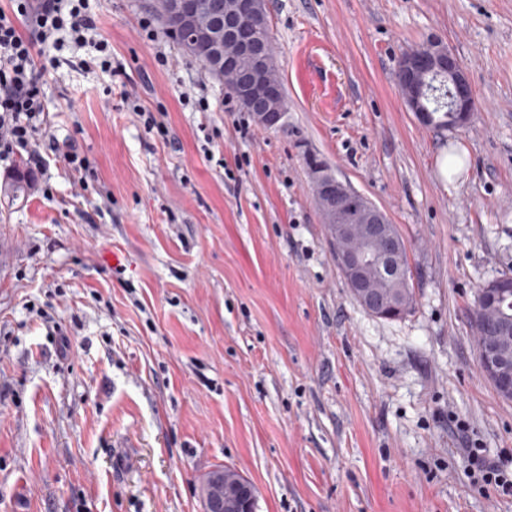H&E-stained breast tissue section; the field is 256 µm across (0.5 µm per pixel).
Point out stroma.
Instances as JSON below:
<instances>
[{
  "instance_id": "obj_1",
  "label": "stroma",
  "mask_w": 512,
  "mask_h": 512,
  "mask_svg": "<svg viewBox=\"0 0 512 512\" xmlns=\"http://www.w3.org/2000/svg\"><path fill=\"white\" fill-rule=\"evenodd\" d=\"M150 3L90 0L113 71L67 46L45 78L48 131L94 167L82 197L39 141L30 197L0 198V512H203L217 466L257 512H512L469 487L448 425L512 451L470 324L478 286L512 275V0H266L287 110L245 133ZM432 39L472 87L466 127L422 125L398 89ZM308 152L401 233L404 317L347 287Z\"/></svg>"
}]
</instances>
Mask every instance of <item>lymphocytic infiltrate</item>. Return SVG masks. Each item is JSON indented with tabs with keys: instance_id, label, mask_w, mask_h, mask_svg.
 <instances>
[{
	"instance_id": "1",
	"label": "lymphocytic infiltrate",
	"mask_w": 512,
	"mask_h": 512,
	"mask_svg": "<svg viewBox=\"0 0 512 512\" xmlns=\"http://www.w3.org/2000/svg\"><path fill=\"white\" fill-rule=\"evenodd\" d=\"M15 4L13 14L0 11V161L24 152L38 167L42 157L33 144L45 131L44 78L61 64L50 55V48L68 42L90 48V55L78 59L77 67L105 72L112 68V53L98 33L89 0H15ZM21 19L29 23L31 37L20 34ZM463 457L473 487L512 496V460L489 458L474 444L464 449Z\"/></svg>"
}]
</instances>
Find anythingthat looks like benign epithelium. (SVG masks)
Segmentation results:
<instances>
[{
	"mask_svg": "<svg viewBox=\"0 0 512 512\" xmlns=\"http://www.w3.org/2000/svg\"><path fill=\"white\" fill-rule=\"evenodd\" d=\"M266 0H221L209 6L224 25L202 22L200 0H164L161 14L188 35V49L215 63L223 82L233 78L239 62L248 64L247 78L237 85L241 100L259 109L260 124L279 128L285 114L280 77L271 62V50L260 38L265 26ZM399 87L408 109L425 126L434 123L426 101L427 77H448V127H465L475 98L457 57L441 43L431 42L400 60ZM312 189L327 225L329 242L341 275L359 304L377 318L397 319L413 307L411 297L384 293L383 279L403 282L401 245L387 215L366 197L339 180L325 164L309 169ZM512 278H495L483 285V306L477 329L479 367L497 394L512 400V325L496 306L500 289ZM204 512H257L254 486L222 467L211 470L202 486Z\"/></svg>",
	"mask_w": 512,
	"mask_h": 512,
	"instance_id": "benign-epithelium-1",
	"label": "benign epithelium"
}]
</instances>
